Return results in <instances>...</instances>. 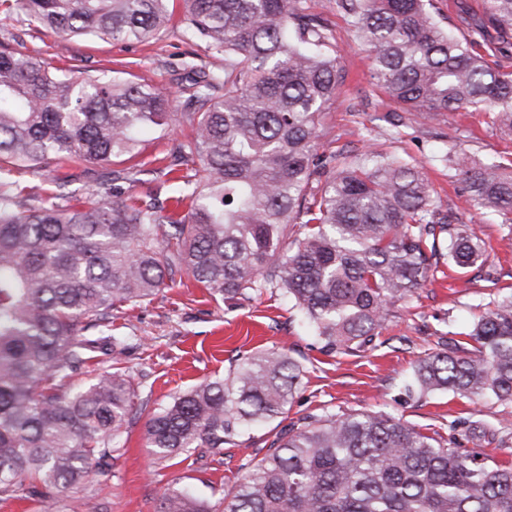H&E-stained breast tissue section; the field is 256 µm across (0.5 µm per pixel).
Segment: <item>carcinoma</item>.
<instances>
[{"label":"carcinoma","mask_w":512,"mask_h":512,"mask_svg":"<svg viewBox=\"0 0 512 512\" xmlns=\"http://www.w3.org/2000/svg\"><path fill=\"white\" fill-rule=\"evenodd\" d=\"M171 0H0V13L66 40L143 43L172 19ZM183 37L213 57L173 93L105 70L47 67L0 47V500L81 484L115 458L137 414L112 311L140 306L188 274L222 300L264 293L292 302L327 353L371 344L393 309L443 264L485 262V244L434 205L424 168L378 152L319 151L320 119L345 80L332 29L308 0H183ZM374 52L385 98L421 112H487L512 132V73L477 50L494 31L512 46V0L460 10L444 30L431 0H341ZM188 95L189 133L153 172L170 177L178 216L155 193L125 194L141 137L169 134ZM55 158L112 169V195L65 204L50 176L27 208L13 167ZM465 202L502 217L512 235V160L447 153ZM468 342L417 361L407 395L450 392L512 402V294L486 304ZM90 377L70 389L75 373ZM303 365L260 349L223 377L176 394L145 426L157 463L236 444L244 427L285 418ZM488 445L496 432L467 428ZM220 512H512V466L387 413L323 408L276 433L224 494ZM175 489L158 512H214Z\"/></svg>","instance_id":"cac0c4a2"}]
</instances>
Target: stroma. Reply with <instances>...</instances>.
Here are the masks:
<instances>
[{"label":"stroma","instance_id":"obj_1","mask_svg":"<svg viewBox=\"0 0 512 512\" xmlns=\"http://www.w3.org/2000/svg\"><path fill=\"white\" fill-rule=\"evenodd\" d=\"M314 12L328 19L334 46L347 71L340 94L328 104L319 147L325 151H376L410 158L427 171L430 189L442 211L461 221L488 245L493 282L478 268L456 272L454 280L439 278L420 288L402 304L395 318L363 351L326 355L289 302L262 295L249 300H217L193 279L161 289L151 302L112 314V325L127 338L123 364L138 386L142 406L126 425L116 445L120 453L108 470L92 471L70 495L79 512H157L162 496L184 488L201 499L217 502L266 453L275 423L245 430L237 445L165 467L153 463L145 446V424L172 396L202 381L227 374L240 355L276 347L302 362L305 374L289 419L323 407L381 411L403 418L420 431L464 437L468 422L497 429L498 443L486 452L497 463L512 464V403L458 399L449 393L421 400L406 399L403 385L412 364L434 351L438 341L452 343L468 332L490 299L512 293V239H505L500 218L468 205L460 184L449 179L443 155L454 147L487 159L512 157V135L499 130L483 112H447L436 117L385 101L372 76L369 47L359 40L338 0H311ZM0 44L37 57L51 67L99 70L123 62L127 72L154 87L175 89L195 62V46L185 43L177 26L154 42L122 43L80 39L64 42L52 32L30 25L24 16L0 15ZM69 175L64 191L78 205L88 189L111 183L105 165H76L56 160L48 167L14 171L22 186L43 185L47 176Z\"/></svg>","mask_w":512,"mask_h":512}]
</instances>
